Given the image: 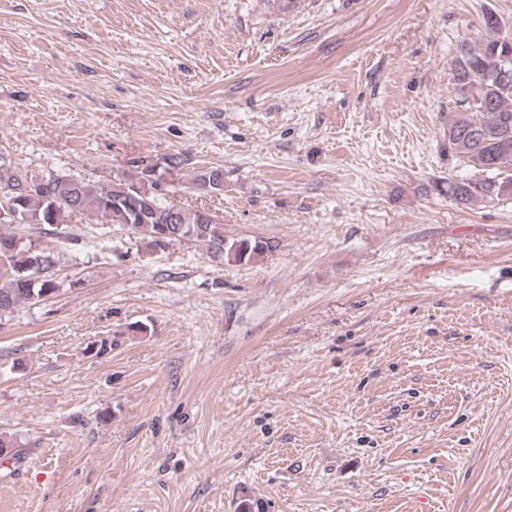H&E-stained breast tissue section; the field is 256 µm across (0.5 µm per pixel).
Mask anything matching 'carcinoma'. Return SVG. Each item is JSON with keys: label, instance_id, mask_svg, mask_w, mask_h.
I'll use <instances>...</instances> for the list:
<instances>
[{"label": "carcinoma", "instance_id": "carcinoma-1", "mask_svg": "<svg viewBox=\"0 0 512 512\" xmlns=\"http://www.w3.org/2000/svg\"><path fill=\"white\" fill-rule=\"evenodd\" d=\"M486 36L473 45L463 43L450 60L456 98L444 149L477 171L475 177L434 179L430 190L456 205L500 201L512 196V82L502 83L496 65L512 56V41L501 31L493 12L483 17ZM157 165L133 158L127 167L101 184L75 175L28 177L0 173V224H12L13 214L32 224H66L91 214L99 224H121L163 249L182 241L203 243L215 259L252 263L273 243L264 240L224 239V230L211 210L185 207L168 200L172 186L156 191ZM194 187L203 194L224 192V170L210 168L197 174ZM58 261L55 253L24 245L14 233L0 232V317L23 304L35 305L53 295Z\"/></svg>", "mask_w": 512, "mask_h": 512}]
</instances>
